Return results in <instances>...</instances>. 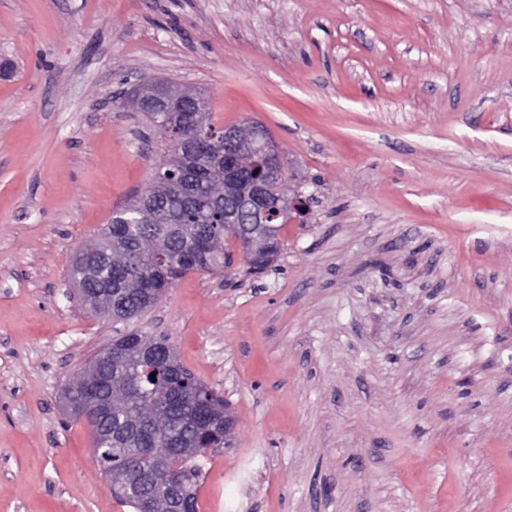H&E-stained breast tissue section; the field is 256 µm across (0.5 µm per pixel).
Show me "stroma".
Instances as JSON below:
<instances>
[{"mask_svg":"<svg viewBox=\"0 0 512 512\" xmlns=\"http://www.w3.org/2000/svg\"><path fill=\"white\" fill-rule=\"evenodd\" d=\"M143 77L313 203L113 323L67 275L167 152ZM129 332L228 404L199 512H512V0H0V512H133L59 400Z\"/></svg>","mask_w":512,"mask_h":512,"instance_id":"35a3bbf8","label":"stroma"}]
</instances>
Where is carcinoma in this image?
I'll list each match as a JSON object with an SVG mask.
<instances>
[{
  "mask_svg": "<svg viewBox=\"0 0 512 512\" xmlns=\"http://www.w3.org/2000/svg\"><path fill=\"white\" fill-rule=\"evenodd\" d=\"M174 152L170 147L145 187L162 223L143 224L129 212L124 215L128 223L104 225L98 239L75 253L69 269L73 281L84 268H95V279L84 284L85 296L112 289L115 297L128 299V321L157 300L142 292L147 284L163 292L190 270L214 273L229 262L230 226L221 216L233 213L236 203L224 191V167L215 158L190 160L196 179L188 189L173 166ZM112 348V353L106 348L96 353L65 389V408L93 423V456L107 477L119 471L139 480L148 464L164 465L158 478L180 476L183 494L189 495L188 512H198L200 468L187 450L204 443L197 418L209 415L214 429L222 430L227 406L185 367H168L177 357L166 339L131 333L112 340Z\"/></svg>",
  "mask_w": 512,
  "mask_h": 512,
  "instance_id": "carcinoma-1",
  "label": "carcinoma"
}]
</instances>
